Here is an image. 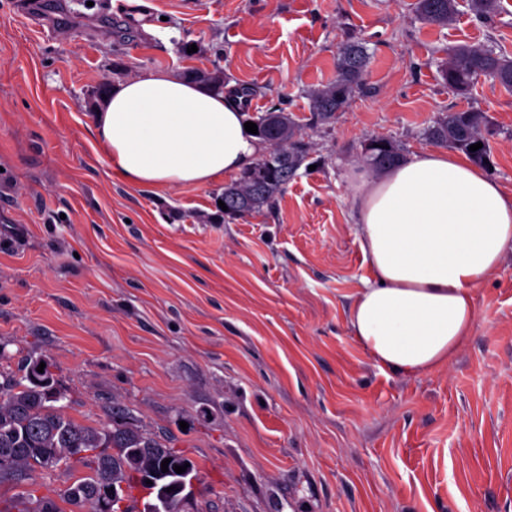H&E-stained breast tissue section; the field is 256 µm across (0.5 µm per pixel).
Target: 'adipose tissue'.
Here are the masks:
<instances>
[{
  "label": "adipose tissue",
  "instance_id": "1",
  "mask_svg": "<svg viewBox=\"0 0 512 512\" xmlns=\"http://www.w3.org/2000/svg\"><path fill=\"white\" fill-rule=\"evenodd\" d=\"M236 89L145 71L111 86L91 130L132 187L209 186L265 149L244 128ZM354 204L371 277L351 297V336L379 367L416 376L449 367L474 328L477 288L512 253V196L467 159L433 149L362 178Z\"/></svg>",
  "mask_w": 512,
  "mask_h": 512
}]
</instances>
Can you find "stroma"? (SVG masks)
Masks as SVG:
<instances>
[{
	"mask_svg": "<svg viewBox=\"0 0 512 512\" xmlns=\"http://www.w3.org/2000/svg\"><path fill=\"white\" fill-rule=\"evenodd\" d=\"M97 2L0 0V365L48 357L76 421L184 451V512H512V255L448 368L376 367L346 320L371 276L354 211L369 140L408 156L439 113L481 110L512 194V92L441 75L451 46L512 58V0L487 22L458 0L441 27L414 0ZM349 40L365 86L313 123L309 93ZM150 69L222 76L249 116L302 125L312 150L274 210L225 218L220 182H123L91 118Z\"/></svg>",
	"mask_w": 512,
	"mask_h": 512,
	"instance_id": "obj_1",
	"label": "stroma"
}]
</instances>
